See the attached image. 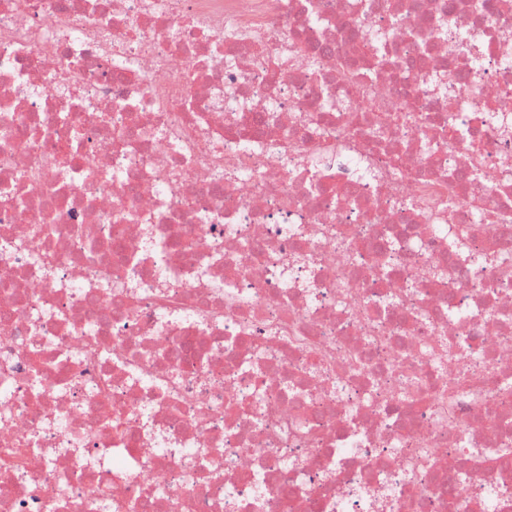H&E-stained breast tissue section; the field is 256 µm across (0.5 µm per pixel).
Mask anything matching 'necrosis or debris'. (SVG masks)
Returning <instances> with one entry per match:
<instances>
[{"instance_id":"necrosis-or-debris-1","label":"necrosis or debris","mask_w":512,"mask_h":512,"mask_svg":"<svg viewBox=\"0 0 512 512\" xmlns=\"http://www.w3.org/2000/svg\"><path fill=\"white\" fill-rule=\"evenodd\" d=\"M484 254L512 0H0V512H512Z\"/></svg>"}]
</instances>
